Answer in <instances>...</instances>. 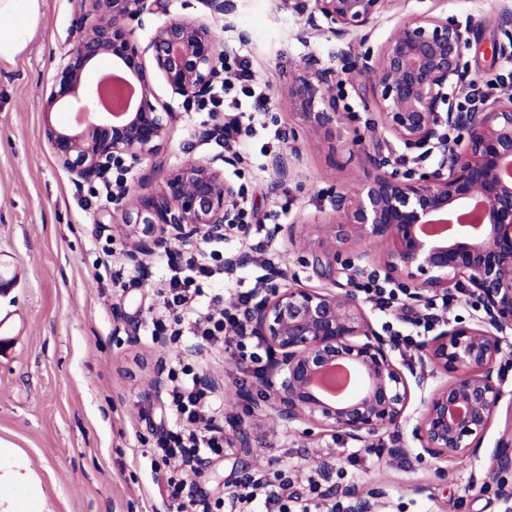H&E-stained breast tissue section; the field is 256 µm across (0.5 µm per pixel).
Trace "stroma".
Masks as SVG:
<instances>
[{"label":"stroma","instance_id":"35a3bbf8","mask_svg":"<svg viewBox=\"0 0 512 512\" xmlns=\"http://www.w3.org/2000/svg\"><path fill=\"white\" fill-rule=\"evenodd\" d=\"M312 0H228L211 15L201 0H172L171 12L206 17L230 58H244L265 88L253 106L254 133L243 145L200 133L223 121V107L209 100L184 102L157 81L161 104L175 112L172 137L159 153L162 170L217 155L233 157L224 176L244 189L262 227L228 231L225 254L264 243L278 266L302 283L341 294L345 273L329 278L315 268L317 225L337 217L338 196L372 174L364 149L382 137L378 110L356 93L352 80L366 58L398 24L426 13L468 30L462 83L453 89L464 102L472 86L486 95L512 90V0H389L368 28L340 32L312 26ZM40 22L15 62H0V269L14 286L0 295V512H175L158 485L166 467L150 450L162 433L169 342L152 336L159 310L163 262L158 254L142 264L129 261L121 232L123 215L113 210L111 227L98 219L107 202L103 183L75 181L46 147L42 108L47 81L92 23L87 0H40ZM488 24L471 31L474 18ZM336 74L333 94L340 133L315 135L288 104V87L304 72ZM282 133L297 147L286 186L273 184L272 153L266 144ZM162 170L143 164L127 172L134 196L156 193ZM286 224L307 227V246H286ZM217 383L220 419L232 428L245 419L251 445L230 447L194 475L197 487L216 499L226 482L256 468L283 470L306 487L318 459L332 467V483L362 495L377 493V512H507L496 484H482L497 440L512 433V344L500 361L503 398L482 449L472 457H417L411 425L380 432L357 443L309 424L275 422L262 407L255 377L240 375L230 354L206 349L189 356ZM151 399H144V390ZM390 448L406 458L386 457Z\"/></svg>","mask_w":512,"mask_h":512}]
</instances>
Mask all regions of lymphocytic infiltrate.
<instances>
[{
    "label": "lymphocytic infiltrate",
    "instance_id": "obj_1",
    "mask_svg": "<svg viewBox=\"0 0 512 512\" xmlns=\"http://www.w3.org/2000/svg\"><path fill=\"white\" fill-rule=\"evenodd\" d=\"M211 240H204L194 255H175L166 263L165 286L161 291V311L152 321V335L181 343L191 337L196 347H221L238 352L242 371H249L247 354L242 353L241 337L257 295L255 289L239 290L223 296H206L203 285L220 281L222 266L213 264ZM167 402L172 416L170 429L162 432L154 450L164 463L198 471L205 462L223 457L230 441L217 424L220 405L212 388L198 370L187 364L169 373ZM299 494L291 482L270 479L268 471L255 470L232 481L224 499L204 506L202 512H248L260 504L264 512H288L289 501Z\"/></svg>",
    "mask_w": 512,
    "mask_h": 512
}]
</instances>
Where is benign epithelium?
<instances>
[{
	"label": "benign epithelium",
	"instance_id": "obj_1",
	"mask_svg": "<svg viewBox=\"0 0 512 512\" xmlns=\"http://www.w3.org/2000/svg\"><path fill=\"white\" fill-rule=\"evenodd\" d=\"M160 0H89L96 21L70 50L47 87L43 128L56 161L77 181L106 182L112 167L134 170L159 165L171 138L175 113L159 104L162 79L186 102L203 98L224 79V50L206 20L167 13L149 40L133 37L130 23L142 21ZM388 0H314V12L344 32L370 26ZM467 39L452 22L419 15L401 23L381 46L378 60L362 64L359 93L377 106L385 133L407 149L428 146L437 169L419 178L391 168L388 158L366 149L375 175L353 195L336 200L339 222L319 225L323 250L315 264L327 276L340 264L355 283L369 273L402 288L411 299L463 289L481 315L471 325L448 329L424 341L420 352L455 376L422 402L412 429L421 455L438 459L452 450L477 452L502 399L498 362L512 335V93L484 100L470 111L456 110L447 89L462 76ZM107 60L112 73L136 90L125 112L102 108V78L91 73ZM332 72L303 76L288 89L292 107L315 132L340 122L330 94ZM84 116L61 123L57 114ZM291 158L271 163L278 184L287 182ZM127 210L128 257L138 262L155 250L197 245L204 234L224 235L238 193L216 160L195 161L169 174L155 196L130 211L124 189L110 198ZM479 206L475 222L459 216ZM450 224L427 234L424 226ZM382 247L380 256L373 248ZM246 335L273 351L262 369L264 402L283 423L303 420L362 442L405 421L412 392L392 356L393 344L374 328L357 289L340 298L305 287L295 273L279 268L256 301ZM349 368L356 388L331 396L320 379L331 367ZM512 471V435L494 449L484 482H496L499 496L512 500V485L499 478Z\"/></svg>",
	"mask_w": 512,
	"mask_h": 512
}]
</instances>
